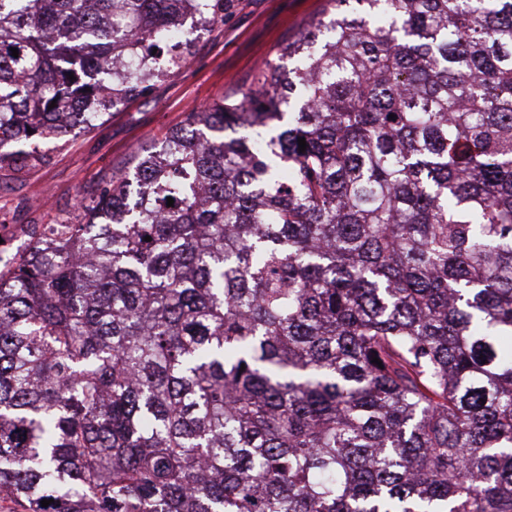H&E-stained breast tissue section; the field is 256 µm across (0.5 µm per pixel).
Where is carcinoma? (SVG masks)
<instances>
[{
	"label": "carcinoma",
	"mask_w": 512,
	"mask_h": 512,
	"mask_svg": "<svg viewBox=\"0 0 512 512\" xmlns=\"http://www.w3.org/2000/svg\"><path fill=\"white\" fill-rule=\"evenodd\" d=\"M194 2L0 0V170L149 94ZM329 2L0 265V499L512 512V0Z\"/></svg>",
	"instance_id": "cac0c4a2"
}]
</instances>
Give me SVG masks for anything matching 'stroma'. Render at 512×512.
Wrapping results in <instances>:
<instances>
[{"label":"stroma","mask_w":512,"mask_h":512,"mask_svg":"<svg viewBox=\"0 0 512 512\" xmlns=\"http://www.w3.org/2000/svg\"><path fill=\"white\" fill-rule=\"evenodd\" d=\"M327 8V0H235L151 94L124 103L91 131L50 140L44 162L22 179L0 171V258L23 251L26 225L53 223L80 192L178 126L186 112L246 89L261 62H280L288 41Z\"/></svg>","instance_id":"1"}]
</instances>
